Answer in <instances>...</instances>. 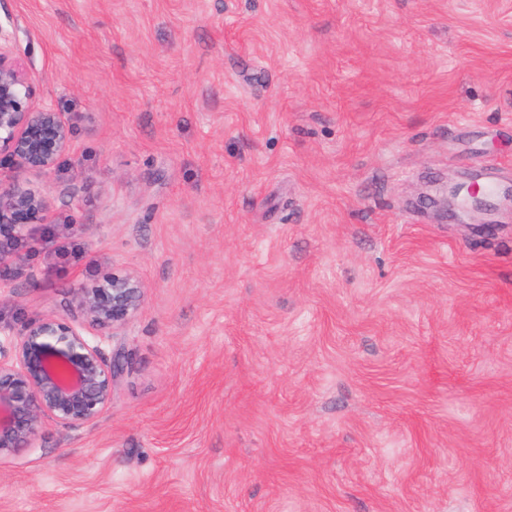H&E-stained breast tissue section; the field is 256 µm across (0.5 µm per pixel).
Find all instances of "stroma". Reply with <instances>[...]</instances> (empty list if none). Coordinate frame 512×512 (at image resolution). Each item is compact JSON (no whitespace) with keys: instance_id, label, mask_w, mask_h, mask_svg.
Instances as JSON below:
<instances>
[{"instance_id":"obj_1","label":"stroma","mask_w":512,"mask_h":512,"mask_svg":"<svg viewBox=\"0 0 512 512\" xmlns=\"http://www.w3.org/2000/svg\"><path fill=\"white\" fill-rule=\"evenodd\" d=\"M72 148L0 329L133 270L93 424L0 454V512H512V0H0ZM480 181V185L484 192L496 189V184L491 177H486ZM484 192L480 191L474 181H453L449 185L446 184V186L439 190L438 197L433 200V203L439 205L443 211L447 212V215L448 202H452L453 206L461 208L462 203L466 202L468 204V208L482 210L490 206Z\"/></svg>"}]
</instances>
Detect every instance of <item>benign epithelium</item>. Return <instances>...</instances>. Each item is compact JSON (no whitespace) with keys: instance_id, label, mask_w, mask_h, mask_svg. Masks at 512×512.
<instances>
[{"instance_id":"1","label":"benign epithelium","mask_w":512,"mask_h":512,"mask_svg":"<svg viewBox=\"0 0 512 512\" xmlns=\"http://www.w3.org/2000/svg\"><path fill=\"white\" fill-rule=\"evenodd\" d=\"M32 77L15 53L10 20L0 19V161L22 173H49L71 150L72 130L62 113L33 105ZM472 209L489 206L476 183L453 181L434 203ZM48 199L17 182L0 191V235L20 241L43 224ZM144 300L133 271L105 274L73 290L66 312H50L25 324L18 337L0 344V453L36 447L45 421L79 428L112 404L115 379L129 358H107L101 337L132 321Z\"/></svg>"}]
</instances>
